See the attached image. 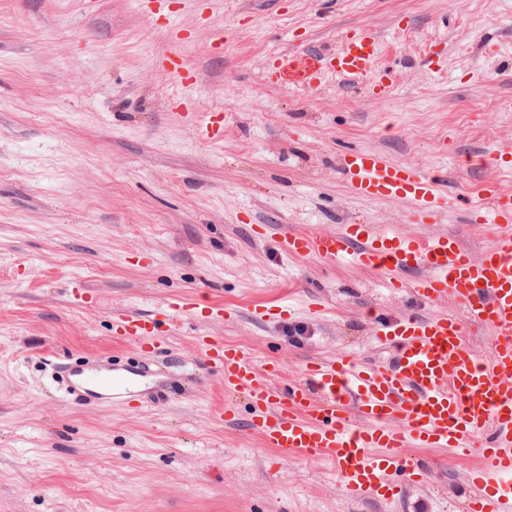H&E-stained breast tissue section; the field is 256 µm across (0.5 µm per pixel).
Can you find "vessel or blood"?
<instances>
[{
  "label": "vessel or blood",
  "mask_w": 512,
  "mask_h": 512,
  "mask_svg": "<svg viewBox=\"0 0 512 512\" xmlns=\"http://www.w3.org/2000/svg\"><path fill=\"white\" fill-rule=\"evenodd\" d=\"M375 25L358 27L335 51L312 62H289L310 89L327 75L365 78L378 55ZM352 194L367 201L401 200L424 224L446 218L440 177L410 163H396L376 149L355 148L342 158ZM483 203L469 213L490 225L491 239L472 255L450 233L409 237L384 233L375 225L349 223L324 234L281 233L289 257L350 259L360 268L389 274L390 288L424 302H454L461 314H405L378 318L379 342L394 349L391 366L362 363L351 352L307 364L298 381L276 382L277 362L257 363L251 354L225 344L223 337H196L199 353L219 370L224 391L240 394L249 407L247 422L264 447L281 456L324 460L336 469L342 493L351 499L393 500L405 488L426 483L424 465L409 458L410 448H450L458 454L478 449L480 461L466 473L475 493L467 512H512V192L496 181L481 189ZM410 273L409 281L398 272ZM207 313L237 317L234 309L200 310L197 301H168L141 317L126 312L112 318V341L154 353L159 320ZM290 307L254 305L250 316L275 322ZM489 332L492 349L477 355L468 330ZM134 373L109 366L87 367L67 392L89 400L129 395Z\"/></svg>",
  "instance_id": "vessel-or-blood-1"
}]
</instances>
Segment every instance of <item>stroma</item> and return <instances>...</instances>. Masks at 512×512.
<instances>
[{
	"mask_svg": "<svg viewBox=\"0 0 512 512\" xmlns=\"http://www.w3.org/2000/svg\"><path fill=\"white\" fill-rule=\"evenodd\" d=\"M374 23V64L392 83L327 76L308 90L277 68L335 49ZM442 53L439 69L425 56ZM182 56L189 86L162 61ZM182 95L187 110L172 107ZM512 0H0V512H466V461L411 448L429 480L396 500H351L323 461L281 458L245 422L223 420L224 381L193 338L206 332L277 361L281 382L342 350L384 363L374 317L433 313L349 261L291 259L281 232L445 230L480 251L468 202L497 176L475 164L512 145ZM224 114L220 142L196 117ZM369 147L444 176L445 225L405 201L353 196L343 154ZM267 224V238L252 227ZM81 280L97 302L75 303ZM190 295L232 321L164 326L165 381L186 392L143 411L84 404L56 363H126L112 316ZM292 318L255 322L254 304ZM321 314H310L315 304ZM304 335H294V327Z\"/></svg>",
	"mask_w": 512,
	"mask_h": 512,
	"instance_id": "35a3bbf8",
	"label": "stroma"
}]
</instances>
